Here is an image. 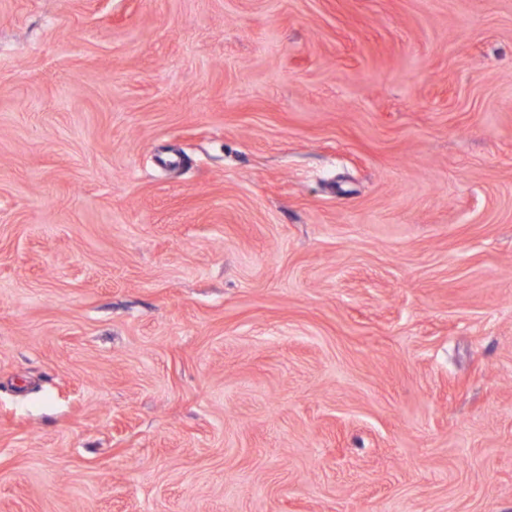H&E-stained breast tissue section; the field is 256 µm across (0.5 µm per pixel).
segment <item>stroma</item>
Listing matches in <instances>:
<instances>
[{
    "label": "stroma",
    "instance_id": "stroma-1",
    "mask_svg": "<svg viewBox=\"0 0 512 512\" xmlns=\"http://www.w3.org/2000/svg\"><path fill=\"white\" fill-rule=\"evenodd\" d=\"M0 512H512V0H0Z\"/></svg>",
    "mask_w": 512,
    "mask_h": 512
}]
</instances>
